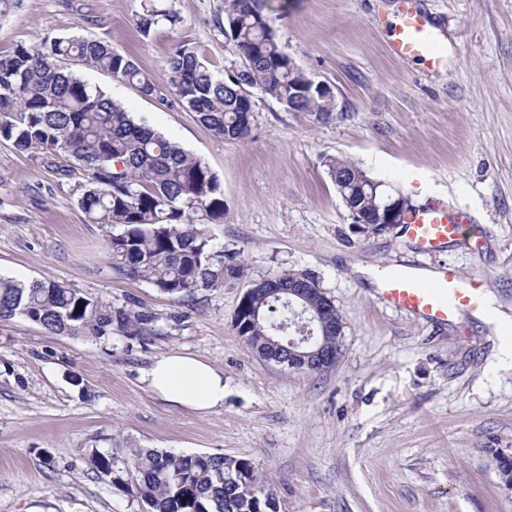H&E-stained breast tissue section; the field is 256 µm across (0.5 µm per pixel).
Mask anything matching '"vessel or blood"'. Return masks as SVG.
Returning <instances> with one entry per match:
<instances>
[{
    "mask_svg": "<svg viewBox=\"0 0 512 512\" xmlns=\"http://www.w3.org/2000/svg\"><path fill=\"white\" fill-rule=\"evenodd\" d=\"M390 14L379 15L392 54L404 61H417L426 69L439 68L444 48L435 26L422 7V0H391ZM466 214L439 204L419 208L408 218L406 236L422 251H432L455 240L467 223ZM379 294L384 302L436 324H448L487 310L482 278L463 275L452 266L428 270L399 264L381 279Z\"/></svg>",
    "mask_w": 512,
    "mask_h": 512,
    "instance_id": "vessel-or-blood-1",
    "label": "vessel or blood"
}]
</instances>
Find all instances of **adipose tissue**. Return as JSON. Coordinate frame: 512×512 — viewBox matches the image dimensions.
Segmentation results:
<instances>
[{"instance_id": "adipose-tissue-1", "label": "adipose tissue", "mask_w": 512, "mask_h": 512, "mask_svg": "<svg viewBox=\"0 0 512 512\" xmlns=\"http://www.w3.org/2000/svg\"><path fill=\"white\" fill-rule=\"evenodd\" d=\"M149 389L167 403L206 413L224 404V373L189 354L170 352L156 358L146 372Z\"/></svg>"}]
</instances>
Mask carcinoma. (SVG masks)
Segmentation results:
<instances>
[{"mask_svg":"<svg viewBox=\"0 0 512 512\" xmlns=\"http://www.w3.org/2000/svg\"><path fill=\"white\" fill-rule=\"evenodd\" d=\"M219 35L233 42L240 70L224 77L187 43L167 57L166 84L142 73L111 44L95 38L54 37L42 49L23 45L0 55V140L35 153L55 173L79 179L78 204L107 231L112 271L141 279L178 302L243 275L235 255L216 251L206 225L224 220L218 176L202 160L135 120L119 102L89 85L61 62L76 59L135 84L140 92L196 114L216 136L243 141L251 134V88L284 107L335 118L332 97L297 92L302 75L288 68V53L272 27L267 0H223ZM141 35L176 27L174 0H140L134 19ZM328 173L349 213L381 203L383 182L342 157L327 161ZM292 273L272 287L252 285L234 315L238 336L256 354H278L266 339L291 331L298 308L289 304ZM307 306L328 304L314 324L329 348V366L342 347L343 321L333 301L311 290ZM23 316L53 335L108 339L115 332L137 337L154 331L145 311L114 309L65 282H24L0 277V320ZM95 468L114 475L115 456L92 455ZM123 464L136 474L135 494L147 512H276V497L255 465L224 454L185 455L139 448Z\"/></svg>","mask_w":512,"mask_h":512,"instance_id":"1","label":"carcinoma"}]
</instances>
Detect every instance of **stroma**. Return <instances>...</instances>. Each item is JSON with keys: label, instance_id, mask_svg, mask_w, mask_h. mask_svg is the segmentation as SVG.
I'll return each mask as SVG.
<instances>
[{"label": "stroma", "instance_id": "obj_1", "mask_svg": "<svg viewBox=\"0 0 512 512\" xmlns=\"http://www.w3.org/2000/svg\"><path fill=\"white\" fill-rule=\"evenodd\" d=\"M285 51L334 95L317 123L253 90L252 129L219 138L194 113L161 105L110 73L70 68L219 177L224 221L213 249L244 275L177 302L113 274L106 230L89 223L72 181L0 141V275L51 278L152 313L154 333L106 340L51 335L24 317L0 321V512H146L98 473L94 452L137 448L251 460L277 512H512L493 453L512 452V338L471 316L436 325L381 300L397 264H442L484 277L512 320V0H422L448 39L446 67L395 58L374 17L387 0H274ZM139 0H21L0 18V53L53 37L104 40L165 82L164 61L191 43L233 75L235 46L218 36L221 0H176L173 29L142 36ZM344 157L410 196L468 213L465 239L422 252L400 229L351 227L326 162ZM310 274L343 318V352L315 374L265 360L233 327L251 283ZM178 351L224 373V405L169 406L144 378Z\"/></svg>", "mask_w": 512, "mask_h": 512}]
</instances>
